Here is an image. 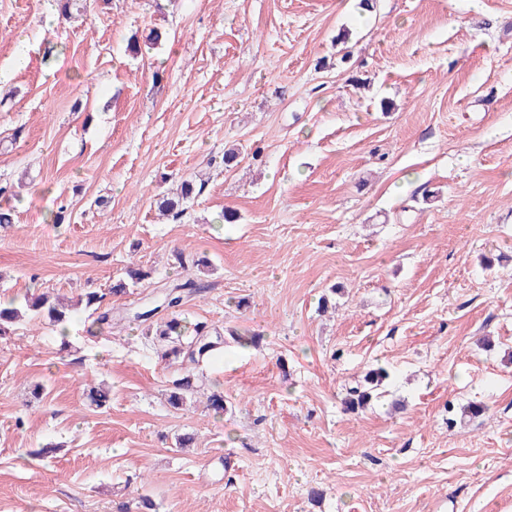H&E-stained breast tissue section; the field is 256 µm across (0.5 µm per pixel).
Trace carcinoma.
Masks as SVG:
<instances>
[{"mask_svg": "<svg viewBox=\"0 0 512 512\" xmlns=\"http://www.w3.org/2000/svg\"><path fill=\"white\" fill-rule=\"evenodd\" d=\"M195 192V186L185 181L176 196L159 201V208L164 215L177 220L185 213L187 204L193 199ZM127 288L128 284L119 280L113 283L106 294L88 292L83 298L85 308L92 312L100 311L97 321L107 322L111 320L109 311L102 310L107 296L123 294ZM186 289L202 292L205 286L194 280L173 285L164 293L165 307L171 310L178 307L182 301V292ZM153 313L154 310L151 309L137 315V318L147 322L143 336L151 338L158 345L161 361L169 368L179 366V377L173 380L169 394L170 403L177 407L187 398L197 396L204 398L206 407L214 413L219 415L224 413V393L205 389L203 382L186 368L188 364L197 365L215 355L223 346L224 337L212 334L206 323L189 324L178 318L174 312L166 321L155 326L149 323ZM25 318L30 320L47 318L58 326L69 322L70 314L62 304L51 300L48 295L27 298L9 310L0 309V336L7 333V324ZM371 399V392L357 384L347 390L344 400L345 408L351 413L362 411L368 407Z\"/></svg>", "mask_w": 512, "mask_h": 512, "instance_id": "carcinoma-1", "label": "carcinoma"}]
</instances>
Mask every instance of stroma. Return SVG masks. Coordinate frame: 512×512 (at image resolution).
<instances>
[{"label":"stroma","mask_w":512,"mask_h":512,"mask_svg":"<svg viewBox=\"0 0 512 512\" xmlns=\"http://www.w3.org/2000/svg\"><path fill=\"white\" fill-rule=\"evenodd\" d=\"M0 206V298L151 273L0 338V512H512V0H0ZM189 279L220 416L135 318ZM196 188L193 183L184 181L180 187L179 193L172 198H163L159 201V208L163 215L171 217L172 220H177L185 213L187 204L195 196ZM128 284L125 281H117L108 289V293H98L95 291L87 292L84 295L82 301L84 302L85 308L92 311L91 314L96 313L97 310L102 309L107 295H120L126 292Z\"/></svg>","instance_id":"obj_1"}]
</instances>
